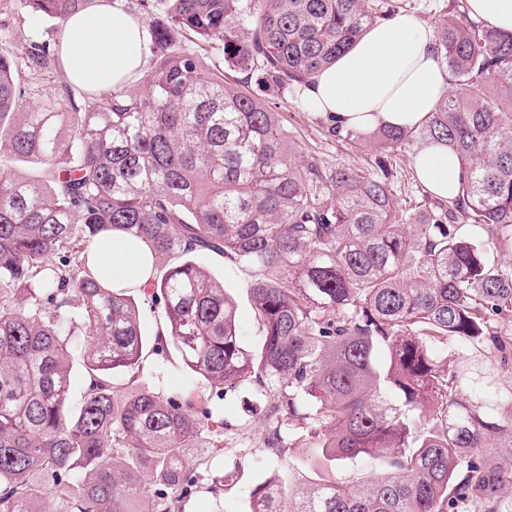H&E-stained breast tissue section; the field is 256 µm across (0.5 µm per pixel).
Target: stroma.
Instances as JSON below:
<instances>
[{
	"label": "stroma",
	"mask_w": 512,
	"mask_h": 512,
	"mask_svg": "<svg viewBox=\"0 0 512 512\" xmlns=\"http://www.w3.org/2000/svg\"><path fill=\"white\" fill-rule=\"evenodd\" d=\"M59 33L53 20L31 14L21 0H0V39L22 47ZM264 98L271 108L283 113L287 119L288 127L295 136L299 157H315L328 169L339 163L363 169L373 165L376 153L372 146H360L331 135L329 121L308 111L295 98L273 92L265 93ZM201 263L216 279L223 281L227 294L234 300L243 343L251 348L257 347L261 341L262 326L250 301L253 270L214 257H202ZM145 364L151 387L166 394L179 389L186 371L175 353L148 355ZM254 402V397L246 392L226 396L222 401V414L228 424L224 432V447L211 449L205 465L196 468L199 489L186 504V512H251L252 492L256 485L271 472L293 467L292 458L271 456L264 448L262 421L247 418ZM215 474L223 475L225 483L224 498L219 502L204 490Z\"/></svg>",
	"instance_id": "1"
}]
</instances>
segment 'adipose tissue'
Wrapping results in <instances>:
<instances>
[{"mask_svg": "<svg viewBox=\"0 0 512 512\" xmlns=\"http://www.w3.org/2000/svg\"><path fill=\"white\" fill-rule=\"evenodd\" d=\"M60 42L69 82L101 93L134 83L148 61L150 35L125 0H95L65 22ZM432 43L430 27L416 15L379 22L311 79L304 103L346 129L418 125L450 89ZM413 168L436 196L448 197L459 184L461 164L447 148L424 149ZM88 258L106 287L140 288L150 280L152 258L143 241L107 235L92 244Z\"/></svg>", "mask_w": 512, "mask_h": 512, "instance_id": "ef3b65f1", "label": "adipose tissue"}]
</instances>
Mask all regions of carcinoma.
Wrapping results in <instances>:
<instances>
[{
  "mask_svg": "<svg viewBox=\"0 0 512 512\" xmlns=\"http://www.w3.org/2000/svg\"><path fill=\"white\" fill-rule=\"evenodd\" d=\"M91 0H24L63 26ZM151 36L136 88L26 105L22 74L62 68L59 41L0 43V155L39 175L0 172V512H183L191 457L224 447L214 399L258 393L263 443L319 471L274 473L252 512H512V387L466 395L441 353L470 343L503 366L512 336V33L452 0L433 51L455 89L412 128L332 131L371 141L376 168L298 159L286 120L259 91L291 93L412 0H139ZM220 46L224 66L200 50ZM259 74V89L251 79ZM441 145L462 177L448 198L398 210L386 168ZM112 233L146 241L160 305L153 351L174 348L203 378L165 396L145 383L131 290L87 265ZM260 271V346L198 258ZM85 371L70 404L74 359ZM124 376L121 393L112 376ZM386 469L350 485L336 462ZM52 506L39 507L41 485Z\"/></svg>",
  "mask_w": 512,
  "mask_h": 512,
  "instance_id": "cac0c4a2",
  "label": "carcinoma"
}]
</instances>
